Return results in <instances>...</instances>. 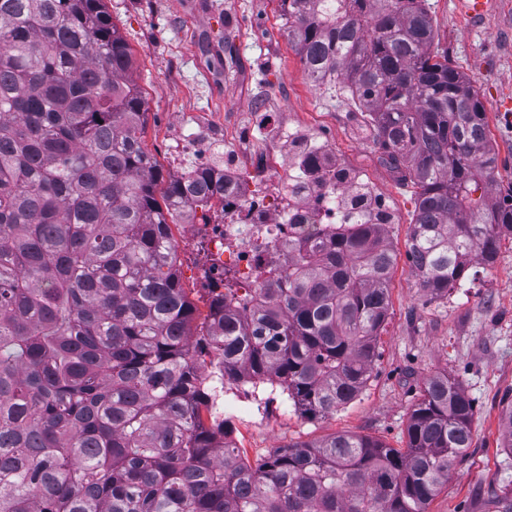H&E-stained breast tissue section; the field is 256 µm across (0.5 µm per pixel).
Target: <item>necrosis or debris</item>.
Segmentation results:
<instances>
[{
  "instance_id": "necrosis-or-debris-1",
  "label": "necrosis or debris",
  "mask_w": 512,
  "mask_h": 512,
  "mask_svg": "<svg viewBox=\"0 0 512 512\" xmlns=\"http://www.w3.org/2000/svg\"><path fill=\"white\" fill-rule=\"evenodd\" d=\"M314 151L319 170L298 186L295 163L301 149ZM341 163L327 143L305 138L295 126H283L260 152L236 151L224 168V218L196 223L209 247L212 279L233 268L250 282L257 265L283 268L292 242L311 241L324 230L346 224L348 188L362 178L347 172L343 184L329 179Z\"/></svg>"
}]
</instances>
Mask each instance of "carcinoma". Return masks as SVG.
Instances as JSON below:
<instances>
[{
    "instance_id": "cac0c4a2",
    "label": "carcinoma",
    "mask_w": 512,
    "mask_h": 512,
    "mask_svg": "<svg viewBox=\"0 0 512 512\" xmlns=\"http://www.w3.org/2000/svg\"><path fill=\"white\" fill-rule=\"evenodd\" d=\"M315 82L345 84L417 187L408 257L437 298L512 235L478 91L434 45L428 0H281ZM103 0H0V512H427L470 444L460 383L425 384L407 445L333 434L251 464L206 423L224 387L277 384L332 415L365 387L389 311L385 224L347 227L210 289L196 310L171 225L205 224L224 171L157 200L144 101ZM211 371H204L205 358ZM512 452V404L501 415Z\"/></svg>"
}]
</instances>
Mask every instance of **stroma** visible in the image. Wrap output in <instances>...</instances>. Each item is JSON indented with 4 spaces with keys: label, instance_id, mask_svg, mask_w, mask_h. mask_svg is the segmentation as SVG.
<instances>
[{
    "label": "stroma",
    "instance_id": "1",
    "mask_svg": "<svg viewBox=\"0 0 512 512\" xmlns=\"http://www.w3.org/2000/svg\"><path fill=\"white\" fill-rule=\"evenodd\" d=\"M129 45L144 103V148L162 178L224 164V132L248 144L283 124L302 127L334 146L339 159L383 193L395 215L386 239L396 255L389 316L378 338L371 377L350 403L326 417L254 409L228 422V440L250 462L273 450L332 434L370 436L405 447L410 415L427 380L445 373L474 405L471 444L429 503L428 512H495L512 492V455L503 449L501 414L512 401V238L496 262L474 263L461 286L433 298L408 258L417 189L396 174L366 135L367 112L340 87L321 88L305 74L282 28L279 0H106ZM435 40L449 64L477 89L497 152L495 192L512 193V118L499 109L512 97V0H500L487 21L472 24L452 0H429ZM206 155H199L197 144ZM179 277L197 318L208 313L209 258L202 238L172 228Z\"/></svg>",
    "mask_w": 512,
    "mask_h": 512
}]
</instances>
